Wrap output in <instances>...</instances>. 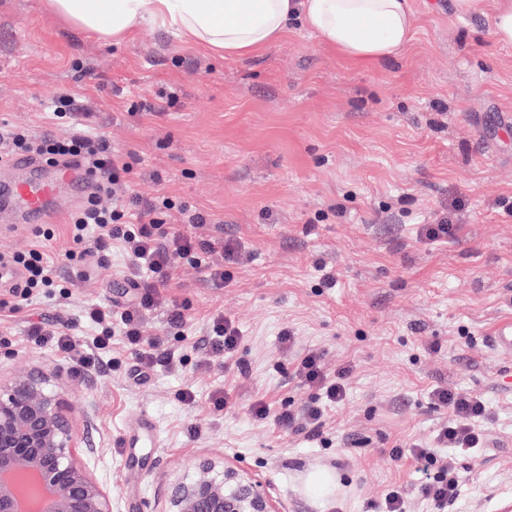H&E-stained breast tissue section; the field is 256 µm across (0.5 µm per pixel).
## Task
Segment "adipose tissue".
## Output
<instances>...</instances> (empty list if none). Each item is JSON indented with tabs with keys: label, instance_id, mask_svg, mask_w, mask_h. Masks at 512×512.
<instances>
[{
	"label": "adipose tissue",
	"instance_id": "ef3b65f1",
	"mask_svg": "<svg viewBox=\"0 0 512 512\" xmlns=\"http://www.w3.org/2000/svg\"><path fill=\"white\" fill-rule=\"evenodd\" d=\"M49 7L106 41L122 42L151 23L223 58L265 51L298 21L363 66L402 55L416 23L411 0H49ZM453 8L462 17L491 15L495 40L512 45V0H453Z\"/></svg>",
	"mask_w": 512,
	"mask_h": 512
}]
</instances>
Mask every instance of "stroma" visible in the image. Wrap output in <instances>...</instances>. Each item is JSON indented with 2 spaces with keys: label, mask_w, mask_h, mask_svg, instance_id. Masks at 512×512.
<instances>
[{
  "label": "stroma",
  "mask_w": 512,
  "mask_h": 512,
  "mask_svg": "<svg viewBox=\"0 0 512 512\" xmlns=\"http://www.w3.org/2000/svg\"><path fill=\"white\" fill-rule=\"evenodd\" d=\"M412 4L403 56L359 67L299 25L262 54L222 59L152 24L112 45L45 0H0V120L64 135L66 120L48 110L72 95L128 166L121 194L205 212L202 225L176 211L166 221L238 241L248 255L221 288L179 262L143 319L144 340L162 350L147 369L120 335L81 375L29 343L33 318L90 345L87 310L118 313L140 294L116 242L91 238L87 255L66 258V221L49 223L61 254L55 287L25 312H0V372L61 368L84 409L74 425L99 449L90 469L120 512H162L169 483L199 458L250 469L287 512H369L394 486L407 512H433L415 464L389 450L429 444L447 423L430 398L438 386L489 408L491 439L460 455L464 488L451 512L512 501V352L489 336L512 317V45L492 39L490 17H459L451 0ZM444 212L455 237L420 238ZM218 315L241 332L228 361L208 347ZM309 350L353 367L322 437L254 421V400L275 412L312 401L290 377ZM224 393L236 405L219 414L212 399Z\"/></svg>",
  "instance_id": "stroma-1"
}]
</instances>
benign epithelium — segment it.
Listing matches in <instances>:
<instances>
[{
	"instance_id": "obj_1",
	"label": "benign epithelium",
	"mask_w": 512,
	"mask_h": 512,
	"mask_svg": "<svg viewBox=\"0 0 512 512\" xmlns=\"http://www.w3.org/2000/svg\"><path fill=\"white\" fill-rule=\"evenodd\" d=\"M60 370L0 374V512H120L91 473L99 449L79 437ZM161 512H285L250 472L198 459L169 484Z\"/></svg>"
}]
</instances>
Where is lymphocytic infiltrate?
<instances>
[{
	"label": "lymphocytic infiltrate",
	"instance_id": "lymphocytic-infiltrate-1",
	"mask_svg": "<svg viewBox=\"0 0 512 512\" xmlns=\"http://www.w3.org/2000/svg\"><path fill=\"white\" fill-rule=\"evenodd\" d=\"M58 103L68 109L74 127L72 133L61 137H36L20 127L0 124V158L25 153L50 162L75 159L92 175V189L74 214L68 226L69 235L73 242L79 243L88 229H96L99 241H120L136 269L150 273V289L117 318L121 320L122 336L134 347L140 363L151 366L156 358V348L145 344L141 323L144 311L155 303L156 289L166 287L179 260L187 258L203 264L213 286L223 287L232 280L231 266L240 264L243 259L242 247L231 240L217 246L177 228H164V215L176 207L173 199L159 196L144 199L136 195L120 199L118 192L124 167L113 153L110 141L103 134L87 129L84 114L72 96H61ZM35 236L37 242L31 249L7 258L8 264L20 268L23 273L20 298L10 307L14 313L21 310L34 290L52 287L54 283L48 250L55 235L39 228ZM352 373L353 368L348 364L327 367L320 352L299 355L292 377L316 390V400L302 413L283 411L276 415L271 414L269 405L257 400L250 405V414L259 421L274 419L280 428L288 431L304 432L312 438L321 436L326 424V408L344 403ZM432 398L435 405L446 409L449 415L448 424L435 437V448L396 447L391 454L397 458H411L416 463L424 476L422 495L437 512H447L460 495L463 475L455 461L439 459L435 450L439 447L460 450L484 447L486 431L482 422L486 417V404L482 397L441 387L433 389Z\"/></svg>",
	"mask_w": 512,
	"mask_h": 512
}]
</instances>
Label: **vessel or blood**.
Instances as JSON below:
<instances>
[{"instance_id":"obj_1","label":"vessel or blood","mask_w":512,"mask_h":512,"mask_svg":"<svg viewBox=\"0 0 512 512\" xmlns=\"http://www.w3.org/2000/svg\"><path fill=\"white\" fill-rule=\"evenodd\" d=\"M0 170L25 171L23 179L13 181L11 186L0 189V196L8 208L0 210L1 224H18L26 219L58 217L56 201L60 189H71L76 197H83L89 184V177L72 162L56 165L46 164L25 155L0 159Z\"/></svg>"}]
</instances>
